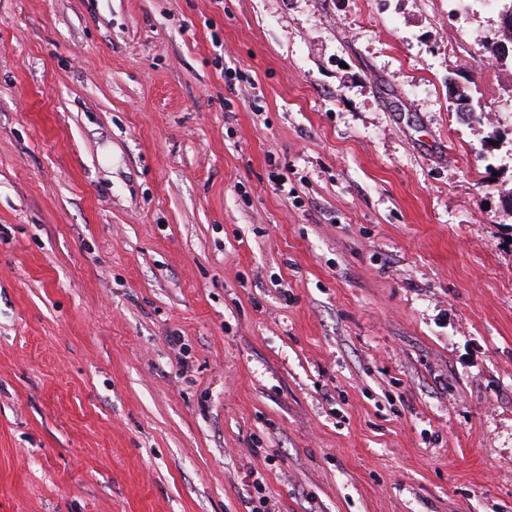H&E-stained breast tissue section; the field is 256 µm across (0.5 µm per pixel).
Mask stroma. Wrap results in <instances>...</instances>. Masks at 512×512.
Returning <instances> with one entry per match:
<instances>
[{
    "label": "stroma",
    "mask_w": 512,
    "mask_h": 512,
    "mask_svg": "<svg viewBox=\"0 0 512 512\" xmlns=\"http://www.w3.org/2000/svg\"><path fill=\"white\" fill-rule=\"evenodd\" d=\"M500 11L0 0V512H512Z\"/></svg>",
    "instance_id": "1"
}]
</instances>
